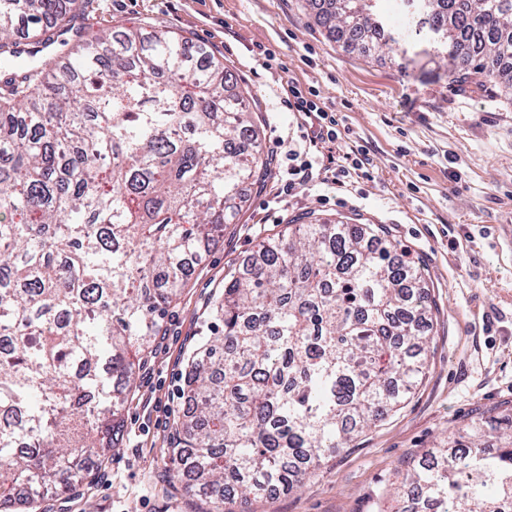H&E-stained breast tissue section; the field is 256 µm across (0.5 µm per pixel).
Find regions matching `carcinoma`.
Masks as SVG:
<instances>
[{"label": "carcinoma", "instance_id": "cac0c4a2", "mask_svg": "<svg viewBox=\"0 0 512 512\" xmlns=\"http://www.w3.org/2000/svg\"><path fill=\"white\" fill-rule=\"evenodd\" d=\"M382 0H328L338 42L379 24ZM448 61L512 89V0H407ZM85 0H0V63L18 22L36 47ZM232 74L168 31L124 28L58 59L41 50L0 93V508L19 484L64 493L81 458L117 447L135 357L162 330L190 261L232 223L239 187L272 157ZM220 334L185 377L187 434L170 463L210 512L291 491L394 411L427 368L433 308L418 268L368 224H290L224 278ZM509 432L507 442L486 439ZM410 512H512V418L479 420L420 460Z\"/></svg>", "mask_w": 512, "mask_h": 512}]
</instances>
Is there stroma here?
Masks as SVG:
<instances>
[{"instance_id":"obj_1","label":"stroma","mask_w":512,"mask_h":512,"mask_svg":"<svg viewBox=\"0 0 512 512\" xmlns=\"http://www.w3.org/2000/svg\"><path fill=\"white\" fill-rule=\"evenodd\" d=\"M309 0H91L65 38L77 44L122 27L165 29L215 52L236 78L275 160L262 184H243L234 223L191 263L192 277L162 318L124 411L122 443L63 496L28 512H198L169 461L188 360L213 326L224 277L262 241L311 216L380 224L415 261L435 305L423 380L396 412L324 459L294 492H266L224 512H406L396 489L429 452L450 447L482 417L512 416V95L491 83L460 86L447 62L404 29L388 0L375 51L336 43ZM313 89L335 112L338 138L318 153L364 149L373 180L293 186L289 152L307 132L288 86ZM160 398L158 416L143 401Z\"/></svg>"}]
</instances>
